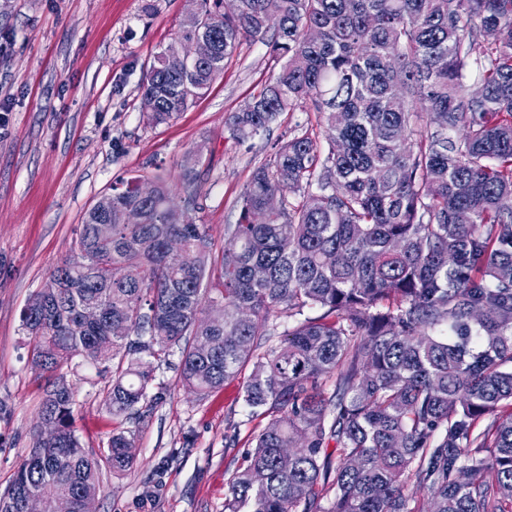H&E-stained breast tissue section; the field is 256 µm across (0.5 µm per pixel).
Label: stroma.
Returning a JSON list of instances; mask_svg holds the SVG:
<instances>
[{
    "label": "stroma",
    "mask_w": 512,
    "mask_h": 512,
    "mask_svg": "<svg viewBox=\"0 0 512 512\" xmlns=\"http://www.w3.org/2000/svg\"><path fill=\"white\" fill-rule=\"evenodd\" d=\"M191 8L190 0H0V492L32 446L46 384L21 314L70 257L85 212L115 183L148 186L160 170L183 206L181 166L198 156L192 215L216 265L253 171L306 118L284 113L249 147L230 139L229 117L279 68L266 44L248 41L203 96L151 124L140 87ZM178 362L173 354L156 369L150 390L162 400L136 419L107 412L109 374L79 357L59 368L87 451L102 453L116 430L134 436L132 465L102 468L96 512H224L228 478L276 418L273 409L250 414L238 380L204 397L187 389Z\"/></svg>",
    "instance_id": "stroma-1"
}]
</instances>
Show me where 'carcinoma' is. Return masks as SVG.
Here are the masks:
<instances>
[{
	"label": "carcinoma",
	"instance_id": "cac0c4a2",
	"mask_svg": "<svg viewBox=\"0 0 512 512\" xmlns=\"http://www.w3.org/2000/svg\"><path fill=\"white\" fill-rule=\"evenodd\" d=\"M271 30L281 65L230 117V138L312 112L328 150L299 123L273 144L211 273L205 225L172 204L164 175L148 200L112 186L50 273L44 308L22 312L33 363L103 367L113 416L161 400L152 374L175 347L200 395L250 370L245 405L280 416L228 479L226 512H512V0H239L231 15L198 0L177 41L206 38L213 55L157 53L141 85L151 122L184 111ZM180 185L195 204L190 158ZM130 208L139 223H125ZM459 210L472 222L455 223ZM86 304L98 322L80 319ZM284 315L294 324L273 344ZM111 323L126 335H106ZM209 338L218 347L202 357ZM321 378L335 379L331 394ZM74 406L72 387L47 382L39 418L58 436L33 438L0 512H25L47 481L51 512H81L102 465L132 464L123 431L87 454Z\"/></svg>",
	"mask_w": 512,
	"mask_h": 512
}]
</instances>
